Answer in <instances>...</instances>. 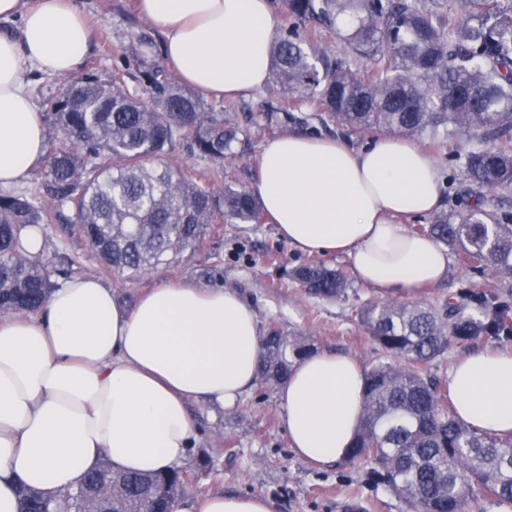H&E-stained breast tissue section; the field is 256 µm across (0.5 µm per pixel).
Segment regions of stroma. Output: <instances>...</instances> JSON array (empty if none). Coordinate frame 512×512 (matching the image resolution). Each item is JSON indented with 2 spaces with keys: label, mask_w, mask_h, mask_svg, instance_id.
Here are the masks:
<instances>
[{
  "label": "stroma",
  "mask_w": 512,
  "mask_h": 512,
  "mask_svg": "<svg viewBox=\"0 0 512 512\" xmlns=\"http://www.w3.org/2000/svg\"><path fill=\"white\" fill-rule=\"evenodd\" d=\"M78 3L92 29L81 71L109 77L114 64L137 48L140 35H159L138 15L134 0ZM285 132V127L276 124L252 129L248 154L229 165L198 160L192 162L190 172L194 179L217 186L228 177L253 186L263 143ZM433 157L441 181V210H462L461 165L449 162L443 151L434 152ZM44 240L46 257L60 254L72 258L69 276H97L125 303H134L140 293L168 283L189 281L206 287L204 272L217 264L223 270L222 286L238 290L252 304L260 329L277 323L310 337L319 350L354 357L366 369L382 355L361 327L358 315L366 300L379 297V290L357 280L344 300L306 296L286 272L309 260L310 255L288 245L276 225H211L195 251L186 253L179 263L121 278L101 264L85 240L70 232L68 224L46 225ZM190 413L197 430L190 454L208 453L212 462L207 468H194L187 498L221 490L229 495H262L269 499L272 512H412L359 466L340 460L318 467L298 457L288 444L277 392L263 384H256L234 410L215 412L194 404Z\"/></svg>",
  "instance_id": "stroma-1"
}]
</instances>
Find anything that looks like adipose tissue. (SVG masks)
I'll return each instance as SVG.
<instances>
[{"mask_svg":"<svg viewBox=\"0 0 512 512\" xmlns=\"http://www.w3.org/2000/svg\"><path fill=\"white\" fill-rule=\"evenodd\" d=\"M163 36L179 80L223 98L262 89L269 46L283 27L270 0H138ZM0 187L26 181L44 154L45 128L26 87L34 67L78 69L91 27L77 0H0ZM279 234L303 252L346 256L360 280L401 295L448 274V252L395 216L440 204L432 158L382 135L353 149L292 133L262 147L254 184ZM254 308L231 288L166 285L125 305L79 276L30 315L0 316V512H18L19 483L56 496L101 459L154 473L183 463L196 440L188 407L234 408L256 384ZM357 360L320 352L298 361L278 389L291 449L320 465L345 459L362 412ZM448 389L460 420L512 432V352L459 360ZM175 512H272L262 495L215 492Z\"/></svg>","mask_w":512,"mask_h":512,"instance_id":"1","label":"adipose tissue"}]
</instances>
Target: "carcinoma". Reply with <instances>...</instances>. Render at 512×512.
Returning <instances> with one entry per match:
<instances>
[{
	"label": "carcinoma",
	"instance_id": "cac0c4a2",
	"mask_svg": "<svg viewBox=\"0 0 512 512\" xmlns=\"http://www.w3.org/2000/svg\"><path fill=\"white\" fill-rule=\"evenodd\" d=\"M288 25L270 47L269 97L261 115L311 104L321 126L362 137L382 133L425 141L458 154L464 140L465 194L474 203L439 212L415 232L448 246L472 273L496 280L493 301L470 286L451 303L371 299L361 325L383 359L366 372L362 420L347 459L414 512H475L479 502L512 507V433L482 432L459 420L448 388L426 374L453 343L512 335V14L496 0H280ZM343 43L337 56L324 34ZM108 79L89 71L48 100L47 120L62 140L46 147L44 193L0 190V313L38 311L72 259H32L23 229L54 213L70 223L116 276L148 272L195 249L220 222L259 224L263 208L247 188H216L187 166L147 165L181 152L216 164L239 157L245 130L228 117L233 102L212 105L172 82L153 63L150 37ZM366 58L369 68L352 64ZM138 70L139 83L125 76ZM289 278L311 297L348 295L347 274L310 260ZM315 344L271 326L262 337L261 380L275 388ZM188 484L187 471H115L107 460L71 492L69 512H168ZM19 512H56L58 502L22 484Z\"/></svg>",
	"mask_w": 512,
	"mask_h": 512
}]
</instances>
